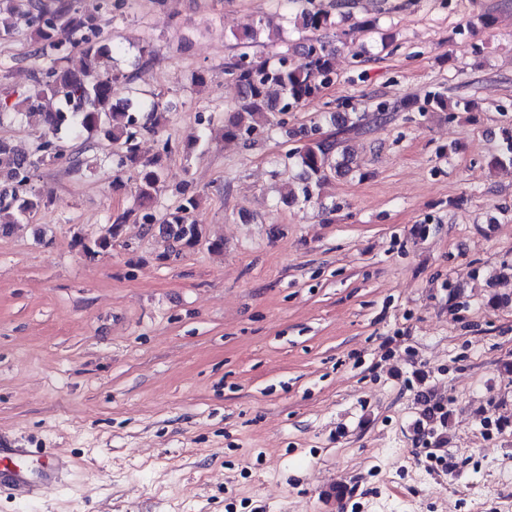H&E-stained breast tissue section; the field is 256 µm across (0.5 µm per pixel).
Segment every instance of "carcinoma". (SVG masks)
<instances>
[{"label": "carcinoma", "instance_id": "cac0c4a2", "mask_svg": "<svg viewBox=\"0 0 512 512\" xmlns=\"http://www.w3.org/2000/svg\"><path fill=\"white\" fill-rule=\"evenodd\" d=\"M290 2L303 4L293 21L295 27L312 32L335 27L333 14L323 3ZM102 9L104 4L99 0H0V41L13 38L22 22L41 56L52 59V65L33 73L32 83L19 103L0 109V117L11 112L38 115L44 125L31 154L15 155L0 142V231L4 233L10 225L30 220L45 205L47 194L35 188L31 180L40 165L63 158L58 135L66 133L79 140L88 131L102 129L112 141L124 146L112 156V167L119 172L136 171L138 208L135 213L118 215L93 244L83 245L88 254L111 246L132 216L144 224L153 223L152 209L165 182L162 156L142 159L137 153V139L148 126L160 124L166 107L159 101L147 104L135 98L113 100L112 82L122 73L98 68L100 60L113 53L105 36L108 20ZM75 48L86 59L78 72L65 65ZM224 73L240 89L234 110L224 114V138L247 144L254 136L271 130L276 115L293 111L333 81L334 48L320 38H306L288 44L272 65L243 52L227 63ZM437 112L453 119L448 97L441 91L431 93L426 106L418 108L422 117ZM323 119L334 130L327 133L321 123H314L306 131L305 141L288 154L299 173L297 183L289 182L281 189L280 199L286 204L300 199L311 201L315 190L332 174L346 176L359 171L346 142L348 134L364 129V125L351 120L347 112H326ZM506 162L512 165V126L502 129L500 150L490 166ZM199 205V195L185 188L179 190L178 204L165 214L162 224L172 247H191L201 241L202 229L194 219Z\"/></svg>", "mask_w": 512, "mask_h": 512}]
</instances>
